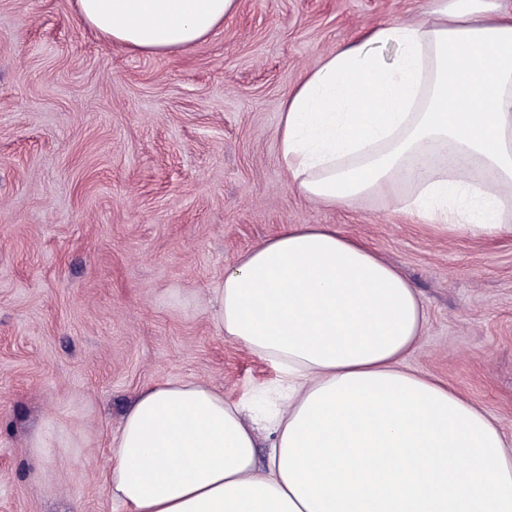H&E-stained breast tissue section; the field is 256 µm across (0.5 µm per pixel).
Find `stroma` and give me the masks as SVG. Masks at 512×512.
Instances as JSON below:
<instances>
[{
	"label": "stroma",
	"instance_id": "35a3bbf8",
	"mask_svg": "<svg viewBox=\"0 0 512 512\" xmlns=\"http://www.w3.org/2000/svg\"><path fill=\"white\" fill-rule=\"evenodd\" d=\"M432 0H239L205 41L133 54L74 0H0V512H124L103 480L133 397L279 383L226 340L216 288L291 224H332L417 288L405 367L512 432V235L412 223L390 198L329 207L279 160L281 102L326 54ZM46 425L71 445L31 446Z\"/></svg>",
	"mask_w": 512,
	"mask_h": 512
}]
</instances>
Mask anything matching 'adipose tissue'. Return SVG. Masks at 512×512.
Wrapping results in <instances>:
<instances>
[{"label":"adipose tissue","mask_w":512,"mask_h":512,"mask_svg":"<svg viewBox=\"0 0 512 512\" xmlns=\"http://www.w3.org/2000/svg\"><path fill=\"white\" fill-rule=\"evenodd\" d=\"M75 5L104 42L169 53L213 34L236 0ZM281 108L280 160L303 197L336 207L383 193L451 232L512 234L502 0H447L376 27L307 71ZM450 158L473 177H454ZM217 294L225 338L279 366L277 405L195 381L142 389L109 446L107 490L126 512H512V433L403 369L424 308L375 252L334 225L295 224L243 253Z\"/></svg>","instance_id":"adipose-tissue-1"}]
</instances>
